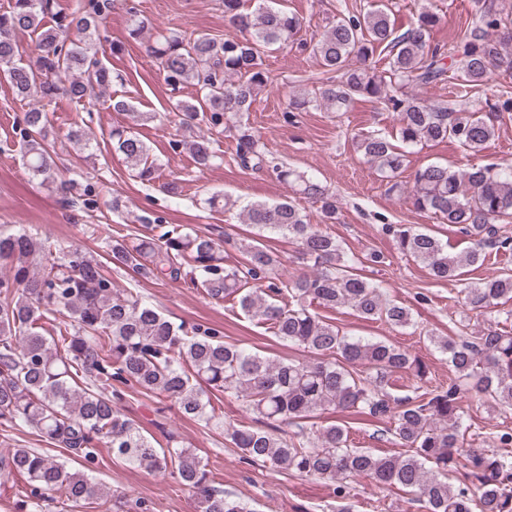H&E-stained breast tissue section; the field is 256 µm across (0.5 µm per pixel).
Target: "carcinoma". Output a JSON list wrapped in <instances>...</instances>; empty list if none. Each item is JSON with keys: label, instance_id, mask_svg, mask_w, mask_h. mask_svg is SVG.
<instances>
[{"label": "carcinoma", "instance_id": "cac0c4a2", "mask_svg": "<svg viewBox=\"0 0 512 512\" xmlns=\"http://www.w3.org/2000/svg\"><path fill=\"white\" fill-rule=\"evenodd\" d=\"M469 37L447 49L431 43L440 22L432 7H422L403 31L391 22L393 2L377 3L341 14L320 37L298 38L302 19L270 0H258L248 12L243 0H222L224 18L238 30L216 38L159 30L148 53L171 91L196 89V102L175 100L181 127L192 136L177 145L196 164L217 158L210 138L195 133L205 121L235 131L236 156L242 167L266 169L293 193L320 204L322 222L337 220L336 199L315 179L272 157L253 131L248 112L260 92L272 84L264 67L270 51L296 44L311 50L336 82L311 96H292L289 107L310 104L345 112L358 99L380 101L398 115L396 138L369 132L354 139L356 150L387 181L408 164L407 148L447 141L469 154L487 149L495 137L494 120L512 112V91L489 85L495 70H512V18L502 16L495 0H472ZM54 0H10L0 13V77L15 93L36 103L62 93L82 100L93 86L112 82L110 69L98 58L103 10L56 16L44 28ZM36 35L38 64L27 62L17 35ZM386 53V68L369 65L377 51ZM455 61L454 69L448 60ZM454 80L457 99L427 105L414 92ZM22 152L40 184L62 194L73 185L59 178L49 141L46 113L36 105L23 114ZM112 148L152 182L158 166L147 144L130 126L112 127ZM413 209L439 217L472 238L460 253L448 252L438 237L408 224H387L397 250L421 263L436 281L456 284L472 268L484 265L486 248L511 251L512 238L495 237L494 224L512 219V166L486 164L456 171L438 163L415 170L406 190ZM239 217L253 227L239 243L243 259L224 262L215 238L180 225L144 224L112 239L106 261L81 248L51 247L39 233L0 235V430H34L43 441L67 454L62 460L47 450L14 448L0 455V474L24 477L23 508L46 512L57 501L76 510L102 498L103 488L90 473L100 463V449L131 468L167 473L193 490L201 512H254L241 499L215 485L208 459L167 433L156 447L124 413L126 390L163 398L178 413L224 434L244 460L301 477L328 480L336 498L347 497L348 481L366 476L395 486L424 504L425 512H512V462L507 456L466 445L462 430V394L471 393L492 408L512 409V333L486 328L474 338L432 336L430 342L448 360L456 380L412 398L395 399L392 375L412 371L421 378L426 365L399 346L342 333L314 308H352L365 320L394 328L412 325L410 309L385 297L380 285L362 277L332 234L311 224L294 201H254ZM294 242L312 271L291 278L279 274L281 257L266 243L267 235ZM128 269L156 282L191 276L210 298L235 301L241 311L269 326L282 343L311 355L308 360L271 359L224 342L222 332L196 323H173L143 296L112 285L111 267ZM465 306L479 313L512 302V273L502 271L461 289ZM61 320L64 331L46 334L45 321ZM245 402L249 420L224 422L213 403L216 393ZM325 410L365 414L391 420L390 434L406 455L377 454L351 446L348 428L316 426ZM295 426L282 437L277 428ZM74 462L73 468L68 462ZM459 471L473 487L457 486ZM119 512H152L145 500L130 505L112 495Z\"/></svg>", "mask_w": 512, "mask_h": 512}]
</instances>
